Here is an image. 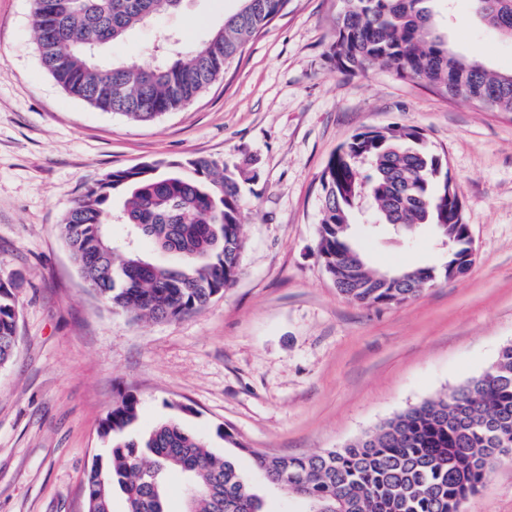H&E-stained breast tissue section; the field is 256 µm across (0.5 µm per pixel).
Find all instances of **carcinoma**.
Masks as SVG:
<instances>
[{"label": "carcinoma", "instance_id": "obj_1", "mask_svg": "<svg viewBox=\"0 0 512 512\" xmlns=\"http://www.w3.org/2000/svg\"><path fill=\"white\" fill-rule=\"evenodd\" d=\"M180 2L34 0L41 63L74 98L134 122H151L182 110L218 81L289 0H242L237 13L187 54L169 53L147 64L101 59L107 44ZM431 2L343 0L326 59L348 73L378 66L478 109L511 113L512 72L453 51ZM471 2L482 24L512 40V0ZM256 177L206 156L113 171L66 212L61 235L87 287L114 312L137 321L180 319L203 310L237 278L241 183ZM320 184L317 253L348 300L368 306L405 302L448 271L405 269L403 281L381 288L371 281V267L361 271L356 261H347L355 253L368 262L353 239L351 221L364 193L375 223L399 225L408 241L429 224L452 246L448 263L457 261L462 198L443 158L420 131L392 126L353 134ZM114 224L126 227L123 237H112ZM143 240L174 254L178 264L151 262L140 251ZM18 320L14 288L0 282V367L14 358ZM137 415L138 399L127 394L102 421L109 453L96 457L86 475V512H112L115 488L126 498V512H168L165 477L171 471L189 480L184 512H268L238 465L213 456L178 421H164L144 438L121 437ZM218 434L250 456L270 484L299 498L302 512H458L487 479L485 458L512 448V344L502 348L492 373L405 410L341 449L269 456L222 427Z\"/></svg>", "mask_w": 512, "mask_h": 512}]
</instances>
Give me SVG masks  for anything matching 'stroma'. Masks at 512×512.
I'll use <instances>...</instances> for the list:
<instances>
[{"label": "stroma", "mask_w": 512, "mask_h": 512, "mask_svg": "<svg viewBox=\"0 0 512 512\" xmlns=\"http://www.w3.org/2000/svg\"><path fill=\"white\" fill-rule=\"evenodd\" d=\"M342 0H289L283 15L189 106L151 123L103 112L43 68L33 0H0V281L18 301L19 344L0 368V512H86L84 483L106 445L99 427L123 394L143 437L183 422L213 453L237 459L269 512H297L266 487L218 428L270 456L341 449L388 419L480 377L512 344V113L450 100L377 67L350 74L325 52ZM241 0H182L104 55L145 64L166 36L189 50ZM451 48L512 71V43L485 33L468 0H434ZM419 129L448 164L470 224L474 261L413 300H347L317 255L319 178L353 134ZM208 156L254 167L242 189L239 274L202 311L142 322L86 287L60 236L63 215L106 174ZM375 267L444 266L431 227L415 243L362 223ZM462 512H512V460Z\"/></svg>", "instance_id": "35a3bbf8"}]
</instances>
